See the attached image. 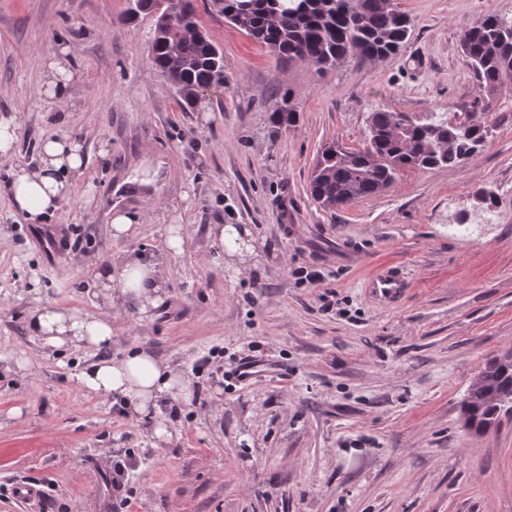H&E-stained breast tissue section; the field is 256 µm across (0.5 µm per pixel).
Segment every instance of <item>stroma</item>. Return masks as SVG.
I'll return each instance as SVG.
<instances>
[{"instance_id":"35a3bbf8","label":"stroma","mask_w":512,"mask_h":512,"mask_svg":"<svg viewBox=\"0 0 512 512\" xmlns=\"http://www.w3.org/2000/svg\"><path fill=\"white\" fill-rule=\"evenodd\" d=\"M394 3L412 20L398 54L320 72L281 61L197 0L227 81L187 111L148 66L154 18L124 21L128 0H0V117L19 118L0 163V512H40L13 497L21 481L50 494L54 512H111L106 477L124 453L139 464L126 512H512V417L477 433L460 412L486 362L512 350V105L457 166L406 170L332 211L310 193L318 152L366 144L371 112H470L461 35L486 12L512 18V0ZM64 47L76 78L61 104L46 94L45 63ZM289 89L296 121L275 125ZM62 135L86 165L35 221L10 183ZM117 212L137 216L134 237L113 239ZM39 222L69 236V254L47 257L30 236ZM168 224L186 242L166 261L156 308L112 313L96 351L31 342L32 311L84 307L95 263L162 254ZM216 224L248 227L258 263L228 266ZM391 264L409 288L385 307L365 281ZM301 267L322 282L299 284ZM139 346L191 382L161 408L173 432L163 449L155 417L118 413V398L74 379ZM212 349L228 369L249 359L278 370L229 387L194 370ZM20 359L32 366L23 380L5 370Z\"/></svg>"}]
</instances>
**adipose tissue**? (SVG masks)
<instances>
[{
  "mask_svg": "<svg viewBox=\"0 0 512 512\" xmlns=\"http://www.w3.org/2000/svg\"><path fill=\"white\" fill-rule=\"evenodd\" d=\"M40 155L39 166L18 174L10 187L15 204L32 218L59 207L84 164L81 144L66 136L43 141ZM213 245L236 261L255 253L250 230L234 224L214 225ZM162 265L161 257L134 252L109 264L98 275V288L87 296V309L52 305L36 309L28 322L31 341L55 351L92 348L111 340L112 323L99 311L101 300L116 308L132 302L141 314H148L165 292ZM77 381L88 391L118 396L129 414L140 416L158 408L160 400L176 398L189 388L188 379L169 362L142 347L89 364L78 372Z\"/></svg>",
  "mask_w": 512,
  "mask_h": 512,
  "instance_id": "adipose-tissue-1",
  "label": "adipose tissue"
}]
</instances>
